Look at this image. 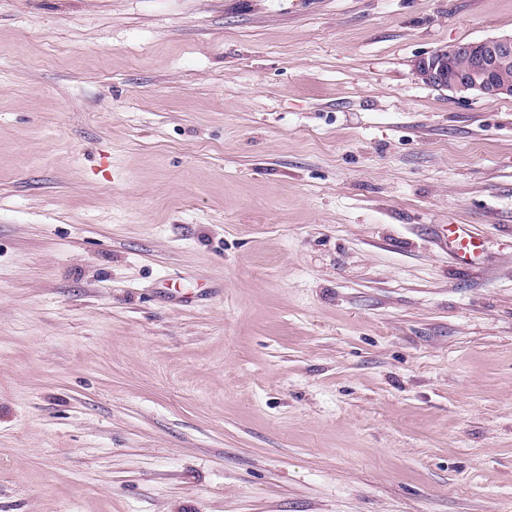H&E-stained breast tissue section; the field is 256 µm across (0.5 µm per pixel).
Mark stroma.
I'll list each match as a JSON object with an SVG mask.
<instances>
[{
	"label": "stroma",
	"instance_id": "1",
	"mask_svg": "<svg viewBox=\"0 0 512 512\" xmlns=\"http://www.w3.org/2000/svg\"><path fill=\"white\" fill-rule=\"evenodd\" d=\"M511 32L0 0V512H512V98L414 74ZM441 234L444 244L448 247V251L456 256L457 259L464 262L467 255L469 257L474 255L477 248L474 237L463 226L457 224H448V227L442 226Z\"/></svg>",
	"mask_w": 512,
	"mask_h": 512
}]
</instances>
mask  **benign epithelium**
I'll return each mask as SVG.
<instances>
[{
    "instance_id": "1",
    "label": "benign epithelium",
    "mask_w": 512,
    "mask_h": 512,
    "mask_svg": "<svg viewBox=\"0 0 512 512\" xmlns=\"http://www.w3.org/2000/svg\"><path fill=\"white\" fill-rule=\"evenodd\" d=\"M414 73L423 83L459 97H512V33L434 51L416 62Z\"/></svg>"
}]
</instances>
